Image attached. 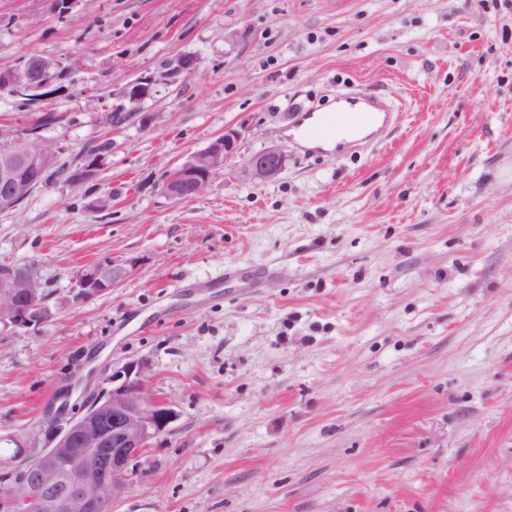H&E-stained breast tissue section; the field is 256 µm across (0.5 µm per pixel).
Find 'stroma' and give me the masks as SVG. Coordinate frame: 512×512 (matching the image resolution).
<instances>
[{
    "instance_id": "35a3bbf8",
    "label": "stroma",
    "mask_w": 512,
    "mask_h": 512,
    "mask_svg": "<svg viewBox=\"0 0 512 512\" xmlns=\"http://www.w3.org/2000/svg\"><path fill=\"white\" fill-rule=\"evenodd\" d=\"M31 54L62 77L0 94V124L57 113L45 141L69 161L99 149L102 170L0 211V262L38 267L50 294L47 320L0 332V433L68 387L81 414L135 360L179 417L112 512H512V10L0 0V68ZM181 55L197 71L155 85L143 127L125 88ZM348 92L391 114L369 142L293 138L296 107ZM229 128L242 155L283 148L278 179L166 196ZM104 261L121 278L75 298Z\"/></svg>"
}]
</instances>
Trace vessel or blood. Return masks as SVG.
I'll use <instances>...</instances> for the list:
<instances>
[{"label": "vessel or blood", "mask_w": 512, "mask_h": 512, "mask_svg": "<svg viewBox=\"0 0 512 512\" xmlns=\"http://www.w3.org/2000/svg\"><path fill=\"white\" fill-rule=\"evenodd\" d=\"M381 107L375 95L368 93L345 97L341 106L325 111L299 112L295 125L301 138L309 143H331L344 135H355L377 123Z\"/></svg>", "instance_id": "b4317fda"}]
</instances>
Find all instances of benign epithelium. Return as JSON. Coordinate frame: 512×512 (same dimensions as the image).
Wrapping results in <instances>:
<instances>
[{
  "instance_id": "obj_1",
  "label": "benign epithelium",
  "mask_w": 512,
  "mask_h": 512,
  "mask_svg": "<svg viewBox=\"0 0 512 512\" xmlns=\"http://www.w3.org/2000/svg\"><path fill=\"white\" fill-rule=\"evenodd\" d=\"M198 66L195 56L178 57L161 74L170 78L191 75ZM61 64L38 57L30 69L2 74L0 91L19 95L47 86L46 77ZM154 79L140 78L126 91L137 112L150 95ZM242 133L228 130L191 156L168 176L163 193L176 200L194 199L220 174L245 173L251 180L271 182L286 167L288 155L275 144L246 158L240 155ZM33 133L11 125L0 126V206L20 198L21 190L33 189L26 171L44 167V157L32 150ZM121 273L98 267L84 268L75 279V292L89 299L112 288ZM37 268L0 266V324L15 330L32 323L30 308L38 302L33 285L40 282ZM71 391L60 397L61 409L42 418L39 426L19 434L25 455L41 466L31 469L21 458L1 460L8 482L0 486V512H98L104 501H115L131 488L151 441L170 431L178 413L148 386L145 366L130 361L112 369L107 386L85 404L84 412L69 413Z\"/></svg>"
}]
</instances>
